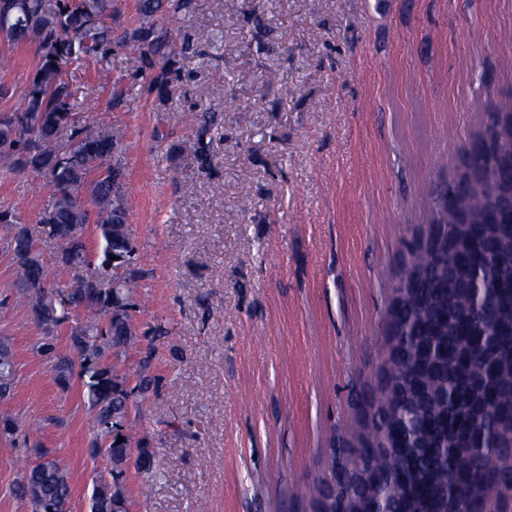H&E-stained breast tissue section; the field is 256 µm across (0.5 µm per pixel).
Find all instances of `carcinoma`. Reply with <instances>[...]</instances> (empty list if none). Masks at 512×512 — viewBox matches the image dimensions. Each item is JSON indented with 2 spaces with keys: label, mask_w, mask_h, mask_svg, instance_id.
I'll list each match as a JSON object with an SVG mask.
<instances>
[{
  "label": "carcinoma",
  "mask_w": 512,
  "mask_h": 512,
  "mask_svg": "<svg viewBox=\"0 0 512 512\" xmlns=\"http://www.w3.org/2000/svg\"><path fill=\"white\" fill-rule=\"evenodd\" d=\"M5 2L0 69L11 64V44L35 42L39 61L22 108L0 112L3 173L31 170L48 177L51 194L40 224L66 251L58 271L64 283L48 292V271L27 230L12 236L14 286L46 335L70 325L78 379L101 441L97 451L111 465L109 477L95 481L91 512H121L129 462L140 471L151 468L145 449L132 457L130 410L157 379L145 375L148 358L138 363V383L131 387L127 374L108 363L109 354L119 356L139 344L130 315H112L114 305L135 308L141 288L133 271L116 288L109 273L132 264L135 256L124 175L112 166V141L121 133L79 128L61 72L69 63L91 61L107 81L113 45L128 48L134 65L176 45L170 22L188 3L168 0L165 7L163 0H140L142 24L116 39L109 24L114 0ZM213 125V116H200L182 151L205 160ZM510 191L508 116L465 149L458 177L433 197L434 210H446L447 223L428 224L405 242L407 269L416 280L388 305L377 412L352 454L377 479L364 490L384 494L390 512H501V493L512 490V425L495 420L498 413L512 414V223L501 208ZM91 223L101 238L96 264L85 237ZM425 234L436 235L444 246L431 248ZM81 305L98 307L102 319L69 324ZM386 428L396 429L397 438H388ZM403 468L411 474L408 485L397 481ZM450 482L464 484L465 492L447 494ZM70 495L69 473L52 458L28 468L19 484V496L32 512H67Z\"/></svg>",
  "instance_id": "1"
}]
</instances>
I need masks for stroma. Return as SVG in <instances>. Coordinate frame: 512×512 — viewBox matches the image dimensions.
Returning a JSON list of instances; mask_svg holds the SVG:
<instances>
[{
    "instance_id": "35a3bbf8",
    "label": "stroma",
    "mask_w": 512,
    "mask_h": 512,
    "mask_svg": "<svg viewBox=\"0 0 512 512\" xmlns=\"http://www.w3.org/2000/svg\"><path fill=\"white\" fill-rule=\"evenodd\" d=\"M175 25L194 50L171 55L167 94L121 48L116 87L90 63L62 71L82 128L122 133L132 317L158 380L130 412L153 469L128 468L127 512H317L360 445L352 429L371 423L403 242L432 222L464 149L512 112V0H192ZM14 58L0 111L22 104L36 44ZM201 111L220 120L205 168L180 151ZM49 195L36 172L0 179V207L51 271ZM15 279L0 227V340L16 364L0 415L19 421L0 436V512H20L21 470L45 453L70 473L69 512H90L110 465Z\"/></svg>"
}]
</instances>
